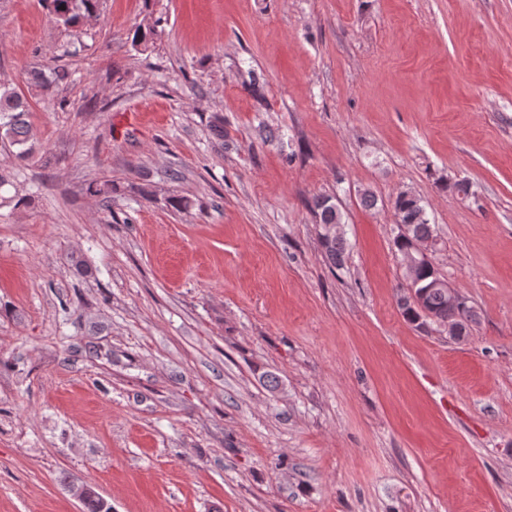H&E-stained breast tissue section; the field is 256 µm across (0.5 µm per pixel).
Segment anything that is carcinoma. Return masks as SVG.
I'll return each instance as SVG.
<instances>
[{
  "label": "carcinoma",
  "mask_w": 512,
  "mask_h": 512,
  "mask_svg": "<svg viewBox=\"0 0 512 512\" xmlns=\"http://www.w3.org/2000/svg\"><path fill=\"white\" fill-rule=\"evenodd\" d=\"M102 0H45L50 21L58 28L66 31H76L96 18L100 12ZM163 18L143 19L129 30L127 40L134 50L139 53L149 51L159 35V27ZM72 73L65 68L35 69L31 71L30 83L43 96H50L53 87L67 82ZM28 112L27 100L15 90L0 83V139H6L10 144L18 146L21 151L17 157H24L27 151L23 149L28 140V126L24 116ZM87 191L95 196L103 197L106 208H111L112 193L116 188L109 180L94 181ZM394 211L396 223L407 227L409 235L395 234L393 242L397 251L405 253L414 240L437 241L435 225L430 223L426 204L423 199L410 190H400L389 199ZM310 209L319 219V224H341L343 215L339 207L332 206L328 198L316 195L310 202ZM325 257L333 267L342 266L346 253V240L340 234L332 239H322ZM438 276L426 267L414 270V277L407 281L421 293L423 307L436 319L456 325L463 339L470 335L478 315L467 298H455L449 294L448 288L436 284ZM83 512H111V505L99 494H90L81 500Z\"/></svg>",
  "instance_id": "1"
}]
</instances>
